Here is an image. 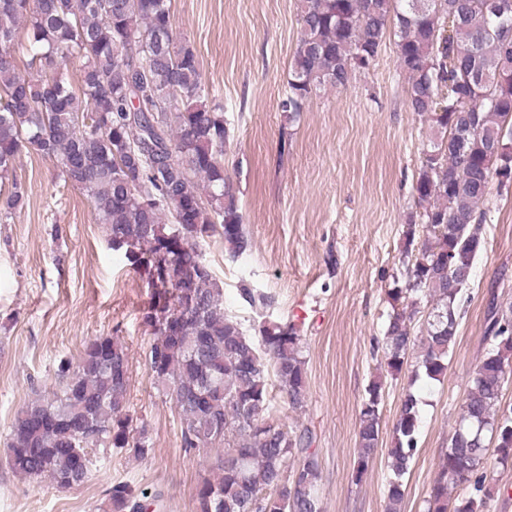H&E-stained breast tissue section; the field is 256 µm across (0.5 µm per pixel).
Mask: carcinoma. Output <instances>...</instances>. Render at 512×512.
<instances>
[{
	"label": "carcinoma",
	"instance_id": "1",
	"mask_svg": "<svg viewBox=\"0 0 512 512\" xmlns=\"http://www.w3.org/2000/svg\"><path fill=\"white\" fill-rule=\"evenodd\" d=\"M299 33L280 109L300 121L319 91L346 86L394 37L410 111L429 124L407 218L402 279L377 351L397 376L414 360L409 385L448 369L475 263L485 249L491 186L512 168V0H299ZM29 56L17 62L19 32ZM81 61L79 86L69 67ZM192 47L178 39L170 0H0V218L24 203L14 163L25 150L51 156L64 183L87 196L108 245L146 279L142 323L155 383L174 400L184 450H216L197 488V512H321V473L312 432L276 418L270 387L294 411L308 400L302 336L292 323L249 334L224 311L223 288L199 243L224 240L235 259L251 248L237 196L224 175L231 128L212 104ZM194 272V310L166 279L167 260ZM243 303L272 297L246 286ZM484 353L475 364L426 512H488L489 450L512 467V304L490 295ZM58 389L17 413L7 442L13 472L60 489L84 484L90 453L103 445L148 454L145 427L127 411L128 355L112 336L86 341L62 359ZM382 383L372 381L358 414L355 481L380 442ZM421 400L401 399L388 449L385 512H402L418 450ZM466 484L465 497L455 495ZM109 512H146L162 494L126 483L107 493Z\"/></svg>",
	"mask_w": 512,
	"mask_h": 512
}]
</instances>
